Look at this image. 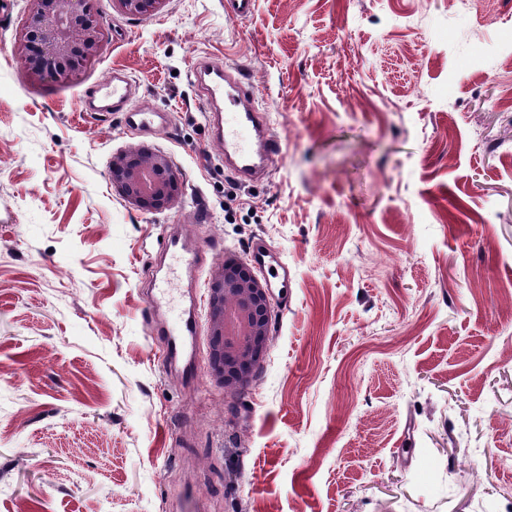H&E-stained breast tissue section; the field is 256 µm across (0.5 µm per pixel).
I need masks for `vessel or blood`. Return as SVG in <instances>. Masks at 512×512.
<instances>
[{
  "label": "vessel or blood",
  "instance_id": "b4317fda",
  "mask_svg": "<svg viewBox=\"0 0 512 512\" xmlns=\"http://www.w3.org/2000/svg\"><path fill=\"white\" fill-rule=\"evenodd\" d=\"M191 74L207 105L209 138L219 148L225 167L244 182L264 178L280 153L281 145L272 133L267 112L257 105V89L227 71L222 63L206 57L193 62ZM130 97L128 76L115 70L96 83L82 109L86 112L124 113L125 126L133 132L148 131L166 124V113L142 111L131 105ZM163 252L179 257L190 273L197 270L205 255L199 241L182 234L169 235ZM249 258L254 269L274 276L283 267L282 262L261 242L252 245ZM154 331L164 338L165 357L169 364L181 365L191 380H198L196 310L182 312L178 321L155 326Z\"/></svg>",
  "mask_w": 512,
  "mask_h": 512
}]
</instances>
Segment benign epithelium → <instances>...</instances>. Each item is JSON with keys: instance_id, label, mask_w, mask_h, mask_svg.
<instances>
[{"instance_id": "benign-epithelium-1", "label": "benign epithelium", "mask_w": 512, "mask_h": 512, "mask_svg": "<svg viewBox=\"0 0 512 512\" xmlns=\"http://www.w3.org/2000/svg\"><path fill=\"white\" fill-rule=\"evenodd\" d=\"M167 0H112L124 15L143 18L158 13ZM103 21L87 0H32L14 54L36 78L68 80L99 56ZM109 180L133 208L163 212L175 206L183 174L161 151L133 147L112 156ZM271 288L238 260L224 256L209 287V374L229 389L249 385L262 366L271 339Z\"/></svg>"}]
</instances>
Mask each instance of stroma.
Segmentation results:
<instances>
[{"mask_svg": "<svg viewBox=\"0 0 512 512\" xmlns=\"http://www.w3.org/2000/svg\"><path fill=\"white\" fill-rule=\"evenodd\" d=\"M88 0L93 66L32 77L0 9V512H512V0ZM257 86L283 143L241 183L208 136L192 61ZM168 125L81 97L112 69ZM169 155L162 213L112 188L113 154ZM287 266L268 356L225 391L167 367L143 295L163 236ZM167 0H112V4L124 15L143 18L158 13Z\"/></svg>", "mask_w": 512, "mask_h": 512, "instance_id": "35a3bbf8", "label": "stroma"}]
</instances>
